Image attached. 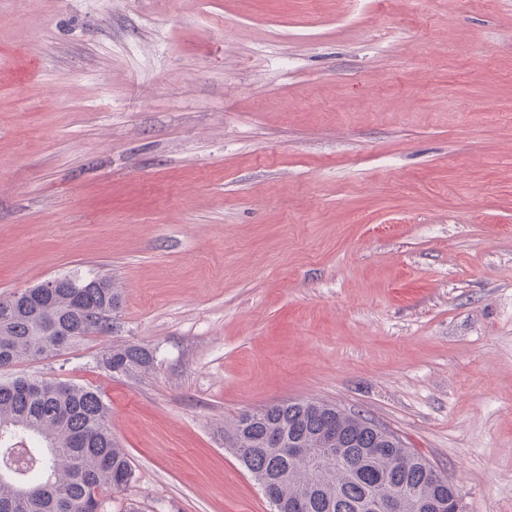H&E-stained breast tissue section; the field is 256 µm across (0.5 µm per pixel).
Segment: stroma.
Listing matches in <instances>:
<instances>
[{
    "mask_svg": "<svg viewBox=\"0 0 512 512\" xmlns=\"http://www.w3.org/2000/svg\"><path fill=\"white\" fill-rule=\"evenodd\" d=\"M65 275L118 331L14 373L108 405L111 512H272L224 425L288 399L512 512V0H0V299ZM155 363L151 350L138 344H125L105 351L100 364L112 374L129 378L150 370Z\"/></svg>",
    "mask_w": 512,
    "mask_h": 512,
    "instance_id": "1",
    "label": "stroma"
}]
</instances>
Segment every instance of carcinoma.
I'll return each mask as SVG.
<instances>
[{"mask_svg":"<svg viewBox=\"0 0 512 512\" xmlns=\"http://www.w3.org/2000/svg\"><path fill=\"white\" fill-rule=\"evenodd\" d=\"M120 306L119 289L99 276H64L46 296L26 288L0 300V370L114 332ZM154 363L138 344L114 346L100 359L129 378ZM108 413L86 386L26 376L0 382V512H108V495L133 478ZM295 443L308 453L296 457ZM224 445L275 495V512H374L379 494L403 497V512H436L443 502L445 512L456 509L455 488L439 484L425 455L331 404L289 400L244 410L224 426Z\"/></svg>","mask_w":512,"mask_h":512,"instance_id":"cac0c4a2","label":"carcinoma"}]
</instances>
